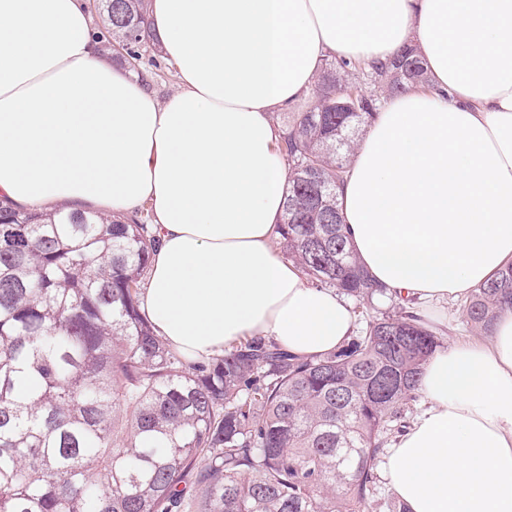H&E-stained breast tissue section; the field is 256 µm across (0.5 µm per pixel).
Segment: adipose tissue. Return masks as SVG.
<instances>
[{"label":"adipose tissue","instance_id":"obj_1","mask_svg":"<svg viewBox=\"0 0 512 512\" xmlns=\"http://www.w3.org/2000/svg\"><path fill=\"white\" fill-rule=\"evenodd\" d=\"M149 21L178 79L162 101L104 56L85 0H0V195L149 205L143 306L181 356L260 337L313 358L355 330L351 303L271 246L288 180L273 116L328 57L412 44L435 86L377 113L338 190L371 278L420 316L512 261V0H150ZM419 390L390 490L409 512H512V309L436 349Z\"/></svg>","mask_w":512,"mask_h":512}]
</instances>
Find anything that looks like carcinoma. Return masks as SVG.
Masks as SVG:
<instances>
[{
  "instance_id": "carcinoma-1",
  "label": "carcinoma",
  "mask_w": 512,
  "mask_h": 512,
  "mask_svg": "<svg viewBox=\"0 0 512 512\" xmlns=\"http://www.w3.org/2000/svg\"><path fill=\"white\" fill-rule=\"evenodd\" d=\"M136 60L148 0H97ZM430 87L410 47L387 63L336 59L312 103L283 117L280 244L318 285L356 301L359 335L318 358L247 338L191 363L141 310L157 241L127 216L19 210L0 199V512H367L388 435L419 398L439 341L359 266L336 190L384 100ZM512 307V263L465 304L489 329Z\"/></svg>"
}]
</instances>
